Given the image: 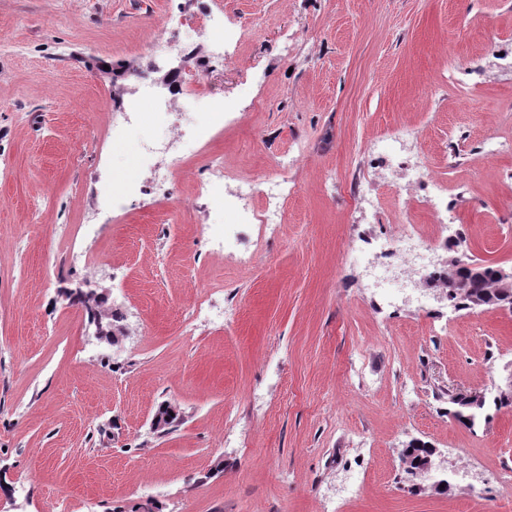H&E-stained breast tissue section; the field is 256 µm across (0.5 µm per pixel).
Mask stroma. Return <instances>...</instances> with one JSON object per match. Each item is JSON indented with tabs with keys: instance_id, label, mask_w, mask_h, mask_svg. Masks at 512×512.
Listing matches in <instances>:
<instances>
[{
	"instance_id": "obj_1",
	"label": "stroma",
	"mask_w": 512,
	"mask_h": 512,
	"mask_svg": "<svg viewBox=\"0 0 512 512\" xmlns=\"http://www.w3.org/2000/svg\"><path fill=\"white\" fill-rule=\"evenodd\" d=\"M205 11L247 33L187 102L224 100L221 135L181 166L178 206L103 201L167 130L111 128L112 110L197 65L148 45ZM501 49L512 0H0V512H512V407L448 414L505 386L512 313L365 275L405 224L434 262L457 235L512 267V152L484 149L512 135ZM475 65L479 86L450 80ZM402 128L459 191L458 223L371 168ZM216 154L237 179L285 177L284 224L202 197ZM80 286L120 313L117 345ZM164 402L182 420L160 436ZM415 439L433 467L410 478ZM486 403L485 398L480 401H470L461 397L449 396L448 414L463 425L473 427L483 417ZM464 419H467V422H464Z\"/></svg>"
}]
</instances>
